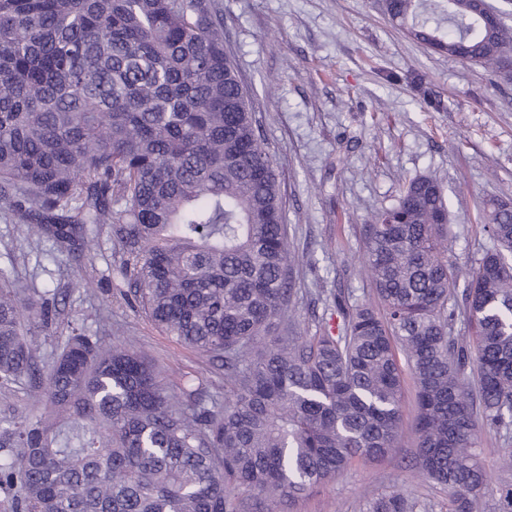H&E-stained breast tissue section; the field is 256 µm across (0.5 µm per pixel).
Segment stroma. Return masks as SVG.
I'll return each instance as SVG.
<instances>
[{"instance_id": "35a3bbf8", "label": "stroma", "mask_w": 512, "mask_h": 512, "mask_svg": "<svg viewBox=\"0 0 512 512\" xmlns=\"http://www.w3.org/2000/svg\"><path fill=\"white\" fill-rule=\"evenodd\" d=\"M224 48L247 88L259 133L277 159L288 242L299 258L294 300L299 330L314 331L317 291L361 298L364 226L392 205L406 177L432 174L454 217L448 255L458 281L490 240L478 207L512 199V80L427 49L385 15L381 0H219ZM436 107H429V100ZM0 201V271L28 296H58L57 328L35 338L47 367L70 332L128 340L172 385L183 375L224 395V373L207 356L157 328L126 296L121 250L108 227L90 225L91 257L58 251L27 225L6 221ZM398 453L356 463L280 512H363L366 499L399 492L423 512H448V494L411 466L415 389L404 381ZM480 458L492 481L477 512H498L512 485L503 460L512 440L481 430Z\"/></svg>"}]
</instances>
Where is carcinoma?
I'll use <instances>...</instances> for the list:
<instances>
[{"instance_id":"1","label":"carcinoma","mask_w":512,"mask_h":512,"mask_svg":"<svg viewBox=\"0 0 512 512\" xmlns=\"http://www.w3.org/2000/svg\"><path fill=\"white\" fill-rule=\"evenodd\" d=\"M382 7L421 44L508 76L512 29H473L469 0ZM276 169L215 0H0V200L79 257L87 226H109L141 312L224 368L222 401L188 377L172 391L130 343L73 326L43 371L33 329L55 325L58 300L37 307L0 271V379L46 400L0 416V512H277L399 448L401 355L416 474L448 512H476L480 429L512 433V202H484L493 246L459 292L443 187L406 179L366 225L381 310L320 294L341 323L308 334ZM368 512L416 503L392 492Z\"/></svg>"}]
</instances>
